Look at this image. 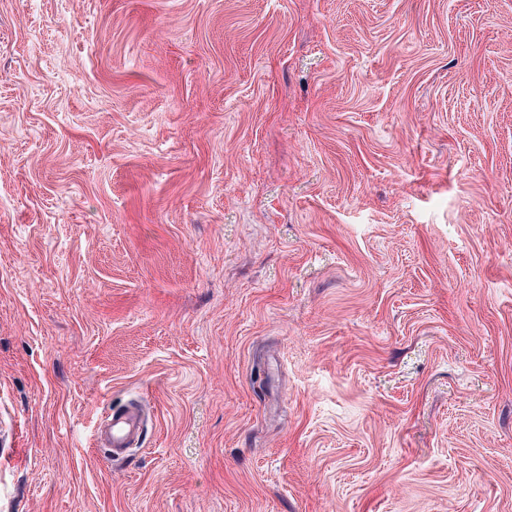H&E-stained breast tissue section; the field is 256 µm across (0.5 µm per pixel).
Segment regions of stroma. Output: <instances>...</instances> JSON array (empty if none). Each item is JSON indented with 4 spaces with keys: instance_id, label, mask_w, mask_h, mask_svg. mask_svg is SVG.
I'll return each mask as SVG.
<instances>
[{
    "instance_id": "stroma-1",
    "label": "stroma",
    "mask_w": 512,
    "mask_h": 512,
    "mask_svg": "<svg viewBox=\"0 0 512 512\" xmlns=\"http://www.w3.org/2000/svg\"><path fill=\"white\" fill-rule=\"evenodd\" d=\"M0 512H512V0H0ZM145 417L138 401L107 413L97 431V446L103 448L108 459L120 460L139 446L145 432Z\"/></svg>"
}]
</instances>
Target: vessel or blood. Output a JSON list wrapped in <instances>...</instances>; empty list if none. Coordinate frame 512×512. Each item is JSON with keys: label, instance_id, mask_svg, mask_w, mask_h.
Here are the masks:
<instances>
[{"label": "vessel or blood", "instance_id": "1", "mask_svg": "<svg viewBox=\"0 0 512 512\" xmlns=\"http://www.w3.org/2000/svg\"><path fill=\"white\" fill-rule=\"evenodd\" d=\"M145 427V417L139 402H128L107 414L97 431V444L103 448L108 459H123L138 447Z\"/></svg>", "mask_w": 512, "mask_h": 512}]
</instances>
